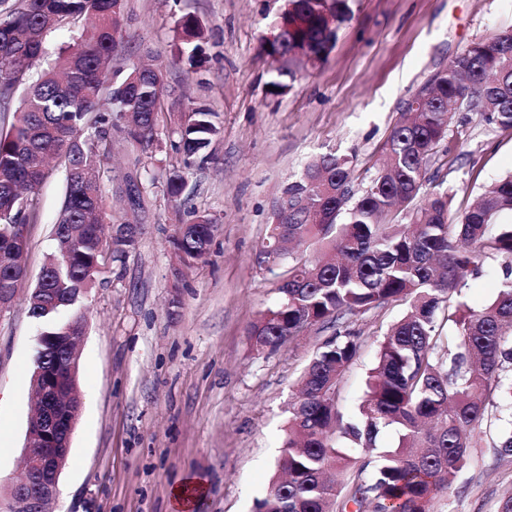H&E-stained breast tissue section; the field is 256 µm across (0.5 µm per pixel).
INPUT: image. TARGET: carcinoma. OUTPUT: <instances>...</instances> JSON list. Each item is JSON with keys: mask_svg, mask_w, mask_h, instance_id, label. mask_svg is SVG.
Returning <instances> with one entry per match:
<instances>
[{"mask_svg": "<svg viewBox=\"0 0 512 512\" xmlns=\"http://www.w3.org/2000/svg\"><path fill=\"white\" fill-rule=\"evenodd\" d=\"M23 2L18 11L0 12V97L21 91L10 129L0 134V295L16 296L36 191L49 160L62 158L66 188L54 250L43 281L27 296L45 336L31 385L43 386L39 370L57 360L64 365L58 388L76 392L80 361L65 336L84 322L80 307L97 275L137 244L101 241L110 131L139 145L153 140L164 72L114 66L122 0ZM351 15L348 0H285L283 39L263 44L282 60L270 94L283 95L296 81L294 49L314 51L310 67H317ZM80 16L92 18V27L44 62L47 33ZM176 25L174 60L194 68L205 59L203 26L186 15ZM428 83V100L416 96L421 110L401 113L360 191L354 159L334 152L307 163L284 188L288 219L270 224L258 255V264L271 258L282 267L278 300L248 329L251 345L259 353L274 350L311 327L331 336L301 376L277 475L255 512H434V501L465 469L468 449L479 445L476 430L497 416L494 449L512 456V224H495L498 215L512 214V174L484 186L458 216L448 192L427 190L429 162L458 114L475 112L490 126L512 129V29L469 44ZM221 132L218 113L188 108L172 143L183 167L206 162ZM189 217L175 239L185 267L208 253L217 230L205 214ZM290 243L319 249L298 258ZM489 256L508 260L499 292L489 305L469 308L463 291ZM399 300L407 312L383 336L357 415L346 416L337 394L361 345L353 318ZM388 427L398 444L380 451L377 440ZM342 443L377 455L355 461L339 451Z\"/></svg>", "mask_w": 512, "mask_h": 512, "instance_id": "cac0c4a2", "label": "carcinoma"}]
</instances>
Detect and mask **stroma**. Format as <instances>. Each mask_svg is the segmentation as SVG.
Wrapping results in <instances>:
<instances>
[{
    "label": "stroma",
    "mask_w": 512,
    "mask_h": 512,
    "mask_svg": "<svg viewBox=\"0 0 512 512\" xmlns=\"http://www.w3.org/2000/svg\"><path fill=\"white\" fill-rule=\"evenodd\" d=\"M284 0H123L127 68L165 65L168 98L152 145L112 134L110 179L102 183L106 219L125 218L123 180L145 188L135 249L112 263L92 288L79 345L81 410L69 461L50 512H174L173 489L189 477L203 492L195 512H252L267 492L301 375L327 335L309 328L289 344L256 352L248 329L278 294L276 276L257 255L288 181L313 157L353 156L367 179L403 103L473 41L512 27V0H350L352 18L320 67L301 69L287 94L267 85L277 61L263 50ZM190 14L206 26L200 71L173 63L175 21ZM218 112L223 135L211 158L188 174L184 200L166 192L179 165L171 147L189 102ZM429 173L453 197L473 203L483 186L512 173V129L465 113L437 147ZM26 226L27 278L0 316V501L22 473L32 399L30 377L40 324L27 295L53 250L63 201L55 167L38 190ZM218 229L208 254L180 266L172 239L187 207ZM505 262L484 259L464 301L478 309L498 292ZM406 310L392 301L354 323L363 343L339 386L337 405L353 414L367 391L379 343ZM437 512H495L512 491V457H498L495 425Z\"/></svg>",
    "instance_id": "35a3bbf8"
}]
</instances>
